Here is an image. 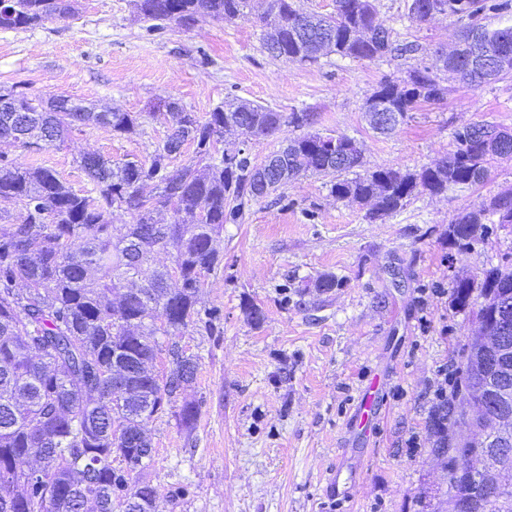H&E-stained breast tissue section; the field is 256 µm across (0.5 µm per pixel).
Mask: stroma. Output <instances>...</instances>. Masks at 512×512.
I'll return each mask as SVG.
<instances>
[{
	"instance_id": "stroma-1",
	"label": "stroma",
	"mask_w": 512,
	"mask_h": 512,
	"mask_svg": "<svg viewBox=\"0 0 512 512\" xmlns=\"http://www.w3.org/2000/svg\"><path fill=\"white\" fill-rule=\"evenodd\" d=\"M374 4L395 40L419 43L418 61L459 35L458 23L440 17L400 23L407 0ZM264 5L251 0L245 17L150 34L130 0H81L69 19L0 29V87L22 82L44 98L136 112L142 128L120 137L91 125L38 150L0 142V152L48 167L78 191L88 186L81 153L149 159L165 136L167 99L201 117L232 98L282 112L307 107L315 131L359 140L366 167L404 172L446 155L461 125L512 129L511 77L481 88L449 81L443 103L420 104L391 134L374 133L364 99L406 61L273 59L257 21ZM509 188L512 159H498L476 188L421 196L371 222L330 195L328 177L307 175L225 225L224 269L201 292L221 320L180 339L199 358L181 401L198 406L197 421L181 427L175 403L147 423L155 452L138 478L156 487L158 512H443L448 485L430 414L449 395L477 325L472 309L455 304L453 281L481 279L512 254L511 225H491L469 250L449 244L448 225ZM324 274L338 287L315 288ZM252 306L261 323L248 319ZM374 381L380 415L363 429L354 412Z\"/></svg>"
}]
</instances>
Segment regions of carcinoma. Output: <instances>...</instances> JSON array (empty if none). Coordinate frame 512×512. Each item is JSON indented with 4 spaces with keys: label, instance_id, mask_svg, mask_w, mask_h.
I'll return each mask as SVG.
<instances>
[{
    "label": "carcinoma",
    "instance_id": "carcinoma-1",
    "mask_svg": "<svg viewBox=\"0 0 512 512\" xmlns=\"http://www.w3.org/2000/svg\"><path fill=\"white\" fill-rule=\"evenodd\" d=\"M249 0H133L149 32L173 24L189 29L199 18L224 20L246 14ZM78 0H8L0 10V29L25 30L75 15ZM498 19L491 28L487 15ZM442 16L462 23V41L478 29L493 52L512 53V0H407L402 18L421 25ZM273 29L268 53L289 62H318L334 54L343 60L380 61L414 58V41L394 42L377 19L372 0H334L333 12L311 13L297 0H266L260 17ZM459 79L479 88L484 74L469 69L459 56L453 63ZM448 55L438 52L429 63L400 76H383L363 103L387 105L394 120L370 125L393 131L420 103L437 104L448 93ZM28 109L18 125L16 112H0V142L27 148L63 142L87 125L109 127L119 136L140 132L134 112L97 111L81 101L59 109L55 98L29 94L23 83L7 88ZM167 134L149 161H112L84 153L77 160L90 187L77 192L56 172L18 164L0 154V198L18 208L16 222L0 227V512H156L157 490L134 480L153 458L145 425L195 379L198 358L178 337L190 326L214 329L215 308L200 307L206 279L224 268L216 238L226 224H241L252 203L306 174L334 176L330 193L340 201L367 208L376 220L404 208L423 194L440 195L481 184L497 158L512 157L486 147L471 133L489 136L493 123H467L453 133L454 149L432 166L401 172L379 165L360 175L362 151L344 150L353 138L319 132L288 138V147L257 161L239 153L233 130L248 141L275 135L282 126L310 127L316 114L294 108L280 112L261 104L228 100L206 116L178 101L165 102ZM336 138V149L323 139ZM194 155L174 174L169 165L185 145ZM354 177H349V174ZM126 209L133 224L112 223V213ZM512 224V202L497 195L448 224V239L469 248L487 224ZM172 256L168 266L145 277L159 251ZM512 301V257L483 271L480 282L458 277L453 299L461 308ZM167 338L168 371L160 376L152 361ZM488 362H475L470 376L453 382V392L474 387ZM444 398L432 410L435 447L450 448L457 422H448ZM498 408L486 407L470 423L473 437H492ZM36 449L45 481L29 485L23 472L27 453ZM498 459L502 467L456 470L452 458L448 512L454 498L473 486L486 488L475 512H512V446Z\"/></svg>",
    "mask_w": 512,
    "mask_h": 512
}]
</instances>
